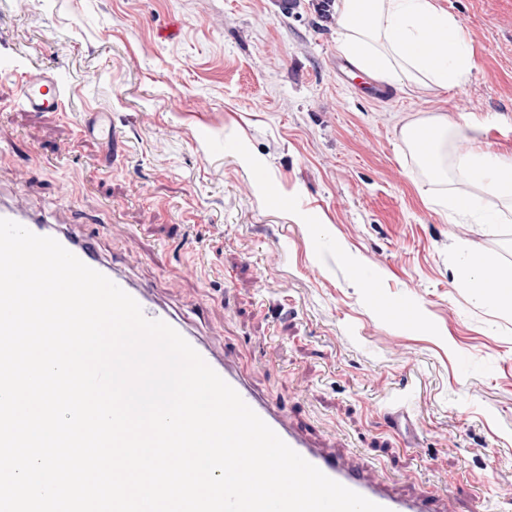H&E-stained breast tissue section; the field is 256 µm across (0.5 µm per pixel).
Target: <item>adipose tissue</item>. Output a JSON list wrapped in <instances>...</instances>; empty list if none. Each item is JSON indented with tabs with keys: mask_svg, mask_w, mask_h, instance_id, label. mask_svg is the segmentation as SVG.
<instances>
[{
	"mask_svg": "<svg viewBox=\"0 0 512 512\" xmlns=\"http://www.w3.org/2000/svg\"><path fill=\"white\" fill-rule=\"evenodd\" d=\"M334 11L340 53L370 78L445 90L462 85L475 66L465 33L438 0H336ZM484 131L470 114L409 120L400 128L427 184L456 183L443 205L490 222L498 212L488 200L512 209V159L493 152Z\"/></svg>",
	"mask_w": 512,
	"mask_h": 512,
	"instance_id": "ef3b65f1",
	"label": "adipose tissue"
}]
</instances>
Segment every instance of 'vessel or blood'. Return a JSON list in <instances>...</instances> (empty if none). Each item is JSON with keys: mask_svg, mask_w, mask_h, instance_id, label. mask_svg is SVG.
Instances as JSON below:
<instances>
[{"mask_svg": "<svg viewBox=\"0 0 512 512\" xmlns=\"http://www.w3.org/2000/svg\"><path fill=\"white\" fill-rule=\"evenodd\" d=\"M0 75L15 77L21 86L16 107L22 112H63L67 109L65 96L55 74L45 68L0 60ZM103 141L112 139V121L102 111L90 112L81 129ZM0 218L15 221L32 233L55 238L63 247L91 268L104 274L141 306L144 315L168 323L185 332L187 341L202 358L229 384L292 449L319 468L325 475L369 500L388 508L389 512H444L447 489H435L416 495L394 492L383 480L371 477L366 470L347 462L342 456L325 450L301 428L291 424L245 379L237 358L217 346L186 333L185 326L167 305L157 301L150 291L114 270L97 251L93 241L77 232L65 213L48 220L30 212L19 203L0 201Z\"/></svg>", "mask_w": 512, "mask_h": 512, "instance_id": "vessel-or-blood-1", "label": "vessel or blood"}]
</instances>
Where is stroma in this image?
I'll return each mask as SVG.
<instances>
[{"mask_svg": "<svg viewBox=\"0 0 512 512\" xmlns=\"http://www.w3.org/2000/svg\"><path fill=\"white\" fill-rule=\"evenodd\" d=\"M440 3L476 48L468 80L376 104L337 85L322 0H0V55L71 98L20 112L0 77V190L67 201L117 269L397 492L512 512V305L458 276L470 252L512 268V219L433 204L399 125L472 111L512 156V0ZM88 107L111 148L82 138ZM87 113H89V118L81 129L82 134L84 136H97L100 140L108 142L112 146V121L110 116L100 110L87 111Z\"/></svg>", "mask_w": 512, "mask_h": 512, "instance_id": "obj_1", "label": "stroma"}]
</instances>
